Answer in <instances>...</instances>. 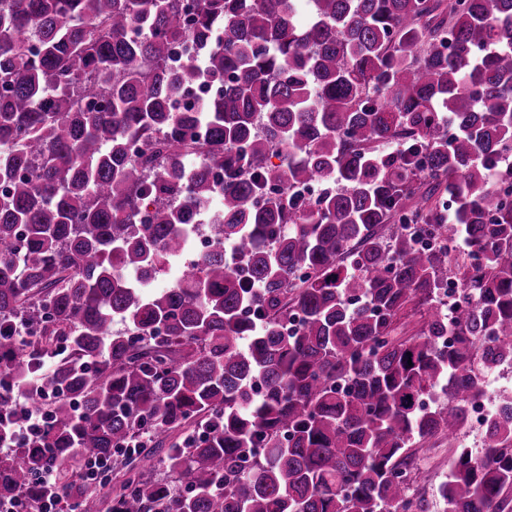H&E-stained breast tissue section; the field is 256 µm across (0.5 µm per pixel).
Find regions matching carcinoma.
I'll return each instance as SVG.
<instances>
[{
  "label": "carcinoma",
  "mask_w": 512,
  "mask_h": 512,
  "mask_svg": "<svg viewBox=\"0 0 512 512\" xmlns=\"http://www.w3.org/2000/svg\"><path fill=\"white\" fill-rule=\"evenodd\" d=\"M506 155L512 0H0V412L68 345L0 499L52 469L74 512H422L407 448L512 365ZM484 442L447 512L512 504V397ZM213 94V90L203 84H192L186 88L183 95L176 101L175 109L181 111L196 107Z\"/></svg>",
  "instance_id": "obj_1"
}]
</instances>
